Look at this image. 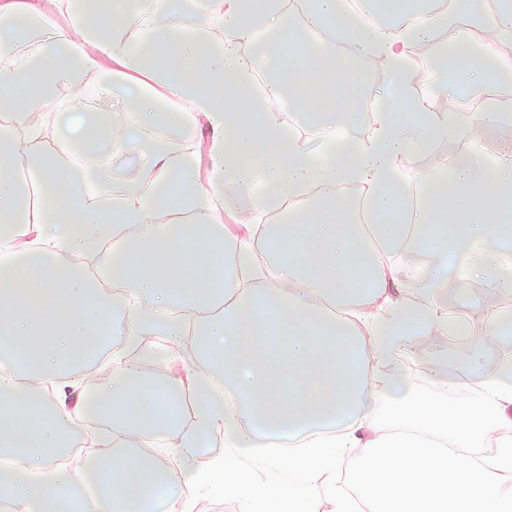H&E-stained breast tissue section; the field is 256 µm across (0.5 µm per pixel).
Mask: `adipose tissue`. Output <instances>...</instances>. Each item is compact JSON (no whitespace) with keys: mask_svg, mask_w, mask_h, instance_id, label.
<instances>
[{"mask_svg":"<svg viewBox=\"0 0 512 512\" xmlns=\"http://www.w3.org/2000/svg\"><path fill=\"white\" fill-rule=\"evenodd\" d=\"M152 1L149 11L145 0H0V448L19 462L0 476V500L73 512L91 483L110 512H200L212 494L235 512H512V355L487 364L512 332V112L492 93L512 77L497 50L512 45V4L437 0L407 13L405 0H375L367 24L347 0H303L299 22L287 0H185L183 15ZM422 45L436 79L426 96L413 61ZM260 72L271 79L259 96ZM123 84L138 91L133 130L90 117L79 142L146 149L151 163L134 178L101 164L83 189L45 152L71 142L38 118L37 101L48 89L66 112L92 99L114 113ZM464 87L477 94L467 128L447 109ZM284 97L325 126L377 99L371 145L310 148L265 111ZM159 112L211 130L208 167L158 140ZM478 134L499 141L494 165L459 153L409 207L403 167L444 137ZM355 182L370 189L365 226L341 192ZM227 191L280 208L278 222L233 233L214 208ZM412 241L431 269L416 298L393 261ZM93 253L128 298L100 294L85 274ZM455 253L494 295L479 317L449 318L436 301ZM461 331L469 342L448 372L414 393L406 366L418 341ZM159 334L191 337L188 380L157 391L116 353L100 383L106 342ZM74 371L93 396L84 414L113 427L95 438L92 463L72 469L53 459L76 424L48 390ZM187 381L190 425L168 441L160 482L142 451Z\"/></svg>","mask_w":512,"mask_h":512,"instance_id":"obj_1","label":"adipose tissue"}]
</instances>
